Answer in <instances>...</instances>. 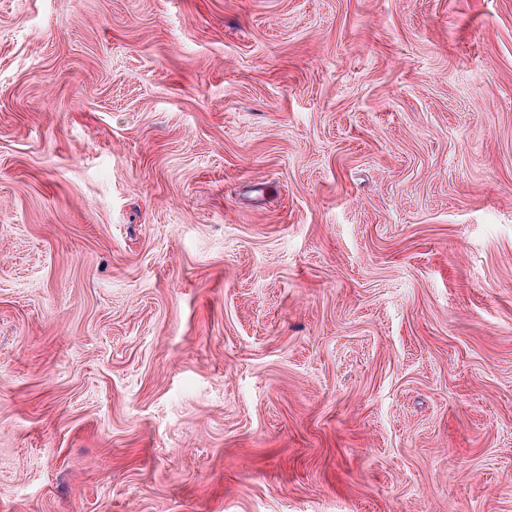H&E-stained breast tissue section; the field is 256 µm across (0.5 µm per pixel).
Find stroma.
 Masks as SVG:
<instances>
[{"instance_id": "35a3bbf8", "label": "stroma", "mask_w": 512, "mask_h": 512, "mask_svg": "<svg viewBox=\"0 0 512 512\" xmlns=\"http://www.w3.org/2000/svg\"><path fill=\"white\" fill-rule=\"evenodd\" d=\"M0 512H512V0H0Z\"/></svg>"}]
</instances>
